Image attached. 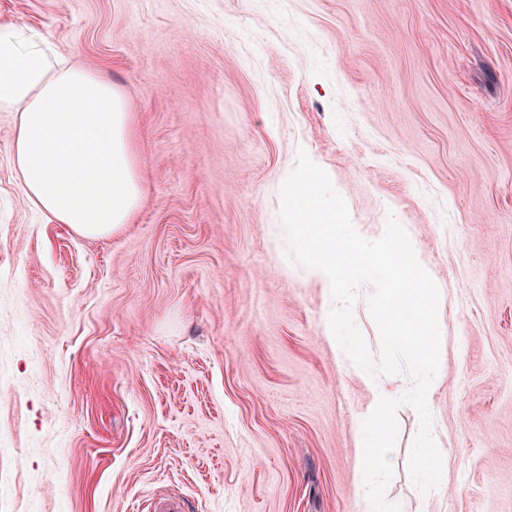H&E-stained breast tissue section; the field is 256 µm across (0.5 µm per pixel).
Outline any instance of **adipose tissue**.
Segmentation results:
<instances>
[{"instance_id": "adipose-tissue-1", "label": "adipose tissue", "mask_w": 512, "mask_h": 512, "mask_svg": "<svg viewBox=\"0 0 512 512\" xmlns=\"http://www.w3.org/2000/svg\"><path fill=\"white\" fill-rule=\"evenodd\" d=\"M0 112L17 116L13 160L33 207L89 237L134 222L146 187L121 87L67 60L47 31L0 24Z\"/></svg>"}]
</instances>
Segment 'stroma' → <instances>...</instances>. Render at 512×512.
<instances>
[{"label": "stroma", "mask_w": 512, "mask_h": 512, "mask_svg": "<svg viewBox=\"0 0 512 512\" xmlns=\"http://www.w3.org/2000/svg\"><path fill=\"white\" fill-rule=\"evenodd\" d=\"M13 20L123 88L147 198L109 236L53 223L0 112V512H363L369 390L267 233L301 148L445 296L447 474L412 480L400 406L386 502L512 512V0H0Z\"/></svg>", "instance_id": "stroma-1"}]
</instances>
